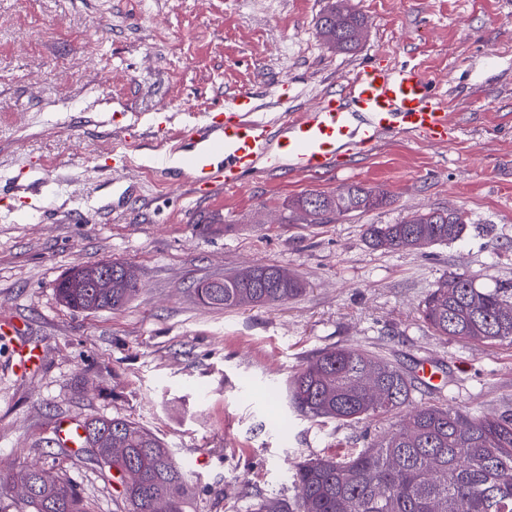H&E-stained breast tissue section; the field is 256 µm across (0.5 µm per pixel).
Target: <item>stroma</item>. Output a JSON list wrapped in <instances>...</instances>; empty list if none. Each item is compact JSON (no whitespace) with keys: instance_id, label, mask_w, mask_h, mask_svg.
<instances>
[{"instance_id":"obj_1","label":"stroma","mask_w":512,"mask_h":512,"mask_svg":"<svg viewBox=\"0 0 512 512\" xmlns=\"http://www.w3.org/2000/svg\"><path fill=\"white\" fill-rule=\"evenodd\" d=\"M331 2L0 0V324L21 329L0 335V471L39 464L76 485L85 512H128L106 468L50 441L61 419L127 418L190 471L192 512L293 502L297 464L360 450L391 423L290 407L291 377L335 345L430 364L442 381L416 402L512 410V344L436 335L419 312L454 273L512 283V0H349L366 27L343 53L316 28ZM368 60L420 66L450 103L455 141L398 133L318 174L256 173L202 198L159 176L226 97L251 93L276 123ZM351 185L387 205L282 223L289 201ZM434 209L466 214L461 240L387 252L365 237ZM210 216L220 230L204 229ZM108 259L138 272L125 307L58 302L68 269ZM257 265L304 293L227 310L198 299L201 280ZM23 345L41 356L25 376Z\"/></svg>"}]
</instances>
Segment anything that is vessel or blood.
Listing matches in <instances>:
<instances>
[{
	"label": "vessel or blood",
	"instance_id": "b4317fda",
	"mask_svg": "<svg viewBox=\"0 0 512 512\" xmlns=\"http://www.w3.org/2000/svg\"><path fill=\"white\" fill-rule=\"evenodd\" d=\"M252 96L239 95L232 107L196 128L195 137L224 152L217 167L207 154L188 157L190 186L212 194L240 187L257 172L289 165L301 174L322 172L342 151L361 153L399 130L419 135L430 144H447L457 132L446 99L432 82L408 63L369 62L347 78L342 97H325L311 110L287 114L278 134L267 124L249 119L255 111Z\"/></svg>",
	"mask_w": 512,
	"mask_h": 512
}]
</instances>
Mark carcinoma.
I'll return each instance as SVG.
<instances>
[{"instance_id": "carcinoma-1", "label": "carcinoma", "mask_w": 512, "mask_h": 512, "mask_svg": "<svg viewBox=\"0 0 512 512\" xmlns=\"http://www.w3.org/2000/svg\"><path fill=\"white\" fill-rule=\"evenodd\" d=\"M364 17L334 2L318 20L319 34L336 51L359 42ZM386 204V197L351 185L334 194L309 192L287 205L311 224L335 214L363 213ZM466 220L456 211L415 214L400 224H369V244L385 251L455 242ZM421 303L431 329L468 344L512 343V284L479 288L464 274L450 277ZM84 267L75 266L55 285L59 300L82 312L116 311L139 291L138 283L115 279L112 300L100 301L83 287ZM294 276L261 265L243 274L198 283L199 300L233 309L284 303L302 294ZM415 378L406 369L367 350L332 346L317 352L292 377L288 399L299 413L339 421L366 420L405 411L404 418L343 456L310 459L297 466L295 512H512V413H471L436 403L415 404ZM80 451L107 467L129 512H153L159 499L168 512H189L190 475L153 432L122 418H92ZM128 449L117 459L114 447ZM41 468L0 473V487L28 484L20 512H83L76 487L67 481L39 480Z\"/></svg>"}]
</instances>
